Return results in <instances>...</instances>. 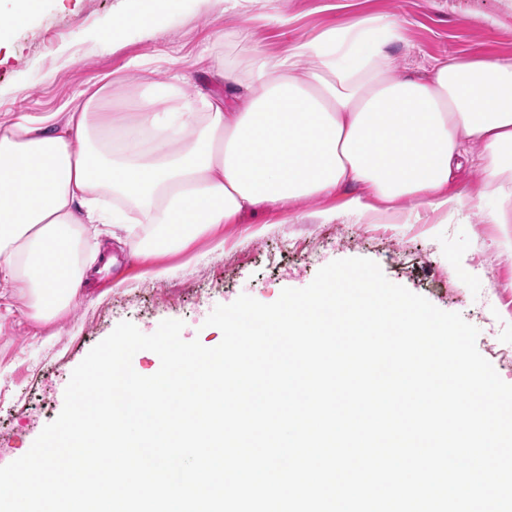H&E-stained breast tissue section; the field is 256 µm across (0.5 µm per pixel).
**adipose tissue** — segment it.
Here are the masks:
<instances>
[{"mask_svg":"<svg viewBox=\"0 0 512 512\" xmlns=\"http://www.w3.org/2000/svg\"><path fill=\"white\" fill-rule=\"evenodd\" d=\"M386 15L255 52L247 78L214 65L218 91L158 99L150 75L97 78L62 123L0 121V284L32 320L73 305L95 271L89 226L153 225L131 253L167 252L261 210L346 194L361 216L378 205L456 204L458 171L478 165L491 224H512V57L479 53L402 71Z\"/></svg>","mask_w":512,"mask_h":512,"instance_id":"ef3b65f1","label":"adipose tissue"}]
</instances>
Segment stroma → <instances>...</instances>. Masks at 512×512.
I'll return each mask as SVG.
<instances>
[{
  "label": "stroma",
  "mask_w": 512,
  "mask_h": 512,
  "mask_svg": "<svg viewBox=\"0 0 512 512\" xmlns=\"http://www.w3.org/2000/svg\"><path fill=\"white\" fill-rule=\"evenodd\" d=\"M118 6L40 0L27 20L0 34V121L67 112L107 74L133 82L149 68L167 87L186 73L206 89L215 79L198 61L201 50L243 72L254 49L274 56L290 40L370 15L403 21L405 40L390 48L402 68L465 53L512 56V0H270L251 44L240 40V19L224 0H168L155 13V31L134 25L116 43L97 31ZM279 15L290 18L289 28L276 23ZM482 182L466 166L451 187L457 208L376 212L363 221L341 213L343 196L304 200L245 215L167 254L135 257L109 235L87 236V249L111 251L115 262L94 274L60 319L37 325L24 301L0 304V466L30 450L61 412L75 367L120 322L151 334L161 321L180 320L183 340L214 347L222 333L206 319L215 306L243 293L274 302L336 259H371L391 282L461 314L479 331V353L512 384V224L485 223L476 206ZM334 209L339 217L325 219ZM286 240L295 247L284 252Z\"/></svg>",
  "instance_id": "35a3bbf8"
}]
</instances>
